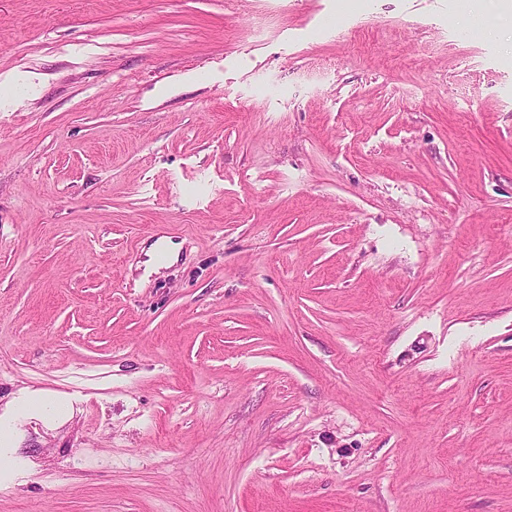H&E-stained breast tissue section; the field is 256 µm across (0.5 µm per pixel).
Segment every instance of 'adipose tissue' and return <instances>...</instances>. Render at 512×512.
I'll use <instances>...</instances> for the list:
<instances>
[{"mask_svg":"<svg viewBox=\"0 0 512 512\" xmlns=\"http://www.w3.org/2000/svg\"><path fill=\"white\" fill-rule=\"evenodd\" d=\"M72 403L66 397L43 390L21 389L0 414V457H9L18 424L31 417L55 422L70 416Z\"/></svg>","mask_w":512,"mask_h":512,"instance_id":"ef3b65f1","label":"adipose tissue"}]
</instances>
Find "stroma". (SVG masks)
I'll use <instances>...</instances> for the list:
<instances>
[{"instance_id":"obj_1","label":"stroma","mask_w":512,"mask_h":512,"mask_svg":"<svg viewBox=\"0 0 512 512\" xmlns=\"http://www.w3.org/2000/svg\"><path fill=\"white\" fill-rule=\"evenodd\" d=\"M23 387L0 512H512V12L0 0ZM72 403L66 397L43 390H19V395L7 404L0 414V457L10 456L18 424L31 417L45 422H55L70 416Z\"/></svg>"}]
</instances>
